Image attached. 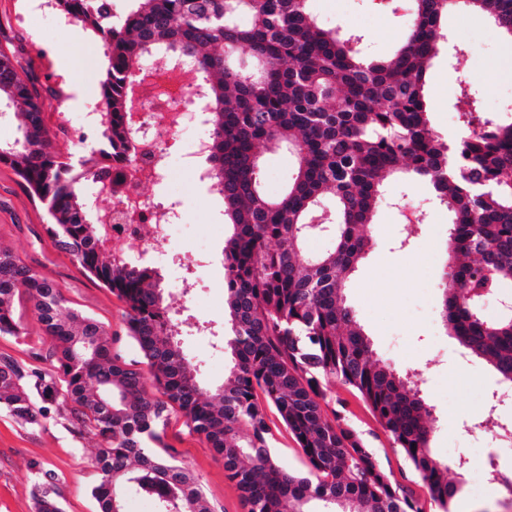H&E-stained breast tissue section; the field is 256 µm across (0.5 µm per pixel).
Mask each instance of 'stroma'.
I'll return each mask as SVG.
<instances>
[{
	"mask_svg": "<svg viewBox=\"0 0 512 512\" xmlns=\"http://www.w3.org/2000/svg\"><path fill=\"white\" fill-rule=\"evenodd\" d=\"M30 0H0V48L13 51L22 78H36L46 99L57 89L72 93L82 86L83 102H98L97 83L91 73L94 62L103 61L102 42L68 23L50 0H41L42 12L26 20ZM318 25L362 38L367 53L390 56L400 44L411 20L403 0H308ZM445 42L428 69L426 102L431 126L440 136L457 129L454 109L460 87L476 94L481 112L498 121L512 117V40L481 14L457 10L444 21ZM66 56L71 66L45 65L38 45ZM185 198L183 222L188 230L171 243L172 250L187 252L204 244L189 271L201 290L188 311L196 318L217 324L224 321V240L231 233L222 222L224 203L209 184H193L183 177L172 187ZM415 203L424 223L407 226L401 210ZM47 213L32 198L20 178L0 165V248L9 250L20 263L55 283L68 308L95 318L109 332L113 352L137 359V349L126 331L125 305L101 282L82 272L72 258L58 251L47 231ZM221 230H212V222ZM448 212L432 198L421 182L397 179L384 191L370 228L373 246L355 272L348 302L367 333L376 357L399 368L421 371L425 393L434 407L437 429L433 451L446 458L449 450L469 456L473 468L482 460L473 449L486 446L476 424L487 408L486 397L498 389V378L487 363L464 355L462 348L440 326L442 272L448 247ZM15 315L24 335H0V357H9L25 368L52 373L49 362L36 359L31 345L43 331L26 296H17ZM181 346L197 365L203 386L224 382L228 360L221 345L205 333L188 332ZM331 401H344L351 424L363 433L382 462L394 473L405 464L369 410L342 384L331 387ZM70 405L56 398L40 425L32 427L0 412V512H36L33 496L36 474L55 475L54 497L62 512H96L91 496L98 482L94 444L76 437L68 418ZM165 441L177 451L180 465L198 479L214 512H248L223 461L205 439L192 433L181 411L172 410Z\"/></svg>",
	"mask_w": 512,
	"mask_h": 512,
	"instance_id": "obj_1",
	"label": "stroma"
}]
</instances>
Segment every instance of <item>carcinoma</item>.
<instances>
[{
	"label": "carcinoma",
	"mask_w": 512,
	"mask_h": 512,
	"mask_svg": "<svg viewBox=\"0 0 512 512\" xmlns=\"http://www.w3.org/2000/svg\"><path fill=\"white\" fill-rule=\"evenodd\" d=\"M109 17V0H55L59 11L105 46L98 81L106 103L89 146L63 156L43 121L46 102L22 78L14 54L0 50V103L18 109L20 136L0 144L10 167L45 207L53 245L122 299L126 328L159 395L142 370L112 354L94 318L66 307L60 288L0 250V335L19 336L15 296L27 295L45 338L32 347L59 374L47 382L0 359V411L36 425L44 403L62 394L73 432L96 440L97 512H125L133 491L155 512H213L197 482L163 438L170 410L224 461L249 512H424L386 469L329 388L340 381L369 408L439 512H452L458 487L431 448L435 426L418 373L372 356L346 290L371 248L368 228L386 179L402 174L428 184L448 210L449 264L442 322L470 356L512 383V312L484 313L491 294L512 288V121L486 118L472 93L455 102L460 134L443 139L425 101L427 70L444 39L442 20L456 9L481 13L512 37V0H411L404 43L376 59L360 36L317 25L307 0H134ZM185 62L203 93L211 141L206 181L224 201V385L199 381L163 305L164 288L149 264L97 247L105 212L86 190L104 179L105 161L132 156L129 91L145 61ZM287 148L295 170L278 197L263 188L262 153ZM335 199L329 221L325 193ZM328 235L332 246L310 255L305 243ZM275 409L307 465L290 470L276 455L266 408ZM53 476L35 483L37 512H60Z\"/></svg>",
	"instance_id": "obj_1"
}]
</instances>
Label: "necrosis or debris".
<instances>
[{
	"mask_svg": "<svg viewBox=\"0 0 512 512\" xmlns=\"http://www.w3.org/2000/svg\"><path fill=\"white\" fill-rule=\"evenodd\" d=\"M151 82L143 95L144 110L136 126L139 142L133 158L112 165L113 178L122 181L118 193L100 194L112 213V221L101 228L103 245L113 255L163 262L159 246L168 242L183 223L181 203L170 196L147 198L142 187L151 172H159V185L174 181L178 172L193 171V162L210 142L209 133L192 138L180 161H173L168 149L190 127L202 124L204 106L193 87L171 69L151 64Z\"/></svg>",
	"mask_w": 512,
	"mask_h": 512,
	"instance_id": "obj_1",
	"label": "necrosis or debris"
}]
</instances>
